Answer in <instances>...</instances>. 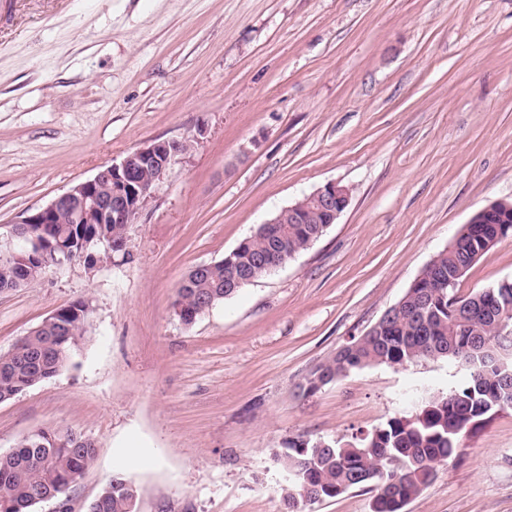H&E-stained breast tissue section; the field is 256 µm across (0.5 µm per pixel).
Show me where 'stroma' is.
<instances>
[{
    "instance_id": "35a3bbf8",
    "label": "stroma",
    "mask_w": 512,
    "mask_h": 512,
    "mask_svg": "<svg viewBox=\"0 0 512 512\" xmlns=\"http://www.w3.org/2000/svg\"><path fill=\"white\" fill-rule=\"evenodd\" d=\"M169 139L192 146L125 251L0 292V353L92 309L72 365L0 403V454L37 428L91 439L74 512L115 475L139 512H283L290 442L350 438L461 377L422 359L299 394L479 209L512 202V0H0L1 231ZM330 181L351 201L308 250L181 322L190 270ZM504 279L510 237L458 290ZM405 512H512V409Z\"/></svg>"
}]
</instances>
